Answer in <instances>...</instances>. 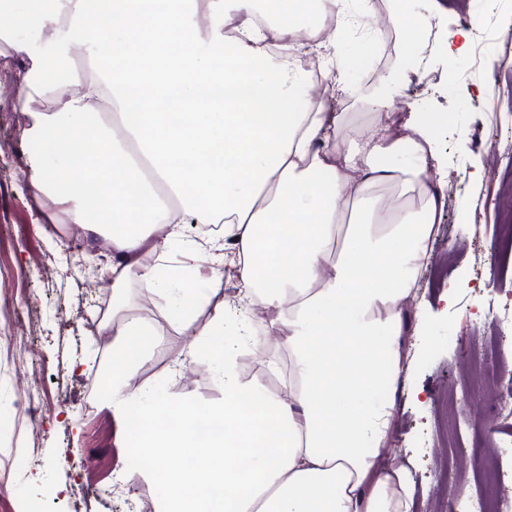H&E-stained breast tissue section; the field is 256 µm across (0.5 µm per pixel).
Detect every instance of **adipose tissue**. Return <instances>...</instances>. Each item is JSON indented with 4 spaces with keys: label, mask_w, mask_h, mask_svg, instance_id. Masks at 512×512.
<instances>
[{
    "label": "adipose tissue",
    "mask_w": 512,
    "mask_h": 512,
    "mask_svg": "<svg viewBox=\"0 0 512 512\" xmlns=\"http://www.w3.org/2000/svg\"><path fill=\"white\" fill-rule=\"evenodd\" d=\"M43 2L57 24L48 47L16 40V0H0V47L37 72L59 50L90 51L88 70L48 89L19 85L14 101L34 118L26 172L34 198L53 203L44 222L62 213L112 245L105 383L113 411L138 417L119 482H159L158 512H410L411 474L388 454L394 404L371 396L398 385L403 314L431 258L437 120L414 117L410 137L393 136L400 115L377 97L371 136L346 147L340 116L310 100L296 64L313 56L324 76L342 72L336 47L354 25L345 0H201L198 23L187 0ZM309 4L334 18L327 36L297 23ZM264 19L278 53L263 45ZM407 147L412 169L385 164ZM395 182L418 191L420 209L381 214L371 188ZM349 201L360 220L346 229ZM190 222L206 232L187 236ZM132 287L150 316L132 314ZM249 307L272 314L267 334L288 362L269 370L288 397L243 373L240 349L257 334ZM169 330L188 338L170 382L205 362L217 400L140 381Z\"/></svg>",
    "instance_id": "1"
}]
</instances>
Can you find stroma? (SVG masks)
I'll return each mask as SVG.
<instances>
[{"label": "stroma", "instance_id": "35a3bbf8", "mask_svg": "<svg viewBox=\"0 0 512 512\" xmlns=\"http://www.w3.org/2000/svg\"><path fill=\"white\" fill-rule=\"evenodd\" d=\"M445 3L444 13L432 0H383L379 9L384 16L402 6L418 24L392 41L417 67L415 75L400 76V63L391 59L383 73H396L394 82L368 75L375 39L355 34L336 48L349 63L339 92L346 141L364 139L366 104L380 94L405 110L450 117L435 133L444 164L427 175L446 201L431 261L412 291L402 338L409 366L394 395L389 444L415 484L411 512H446L449 491L474 492V475L486 465L512 470V454L497 453L512 441V421L491 414L494 391L475 386L476 372L463 366L465 356L492 346L512 371V328L499 321L512 307V261H502L496 248L501 224L512 221V44L494 37L512 19V0ZM461 30L469 35L464 50ZM8 61L0 79L20 84L48 86L74 69L63 56L40 73L20 56ZM32 123L12 98L0 99V512H130L155 488L145 480L122 491L113 486L127 459L129 429L100 387L110 359L100 322L112 306L111 288L89 280L112 255L89 240L73 248L64 223L50 239L37 231L23 172L37 147L28 135ZM477 131L487 148H476ZM183 344L178 333L164 336L141 379L170 389L166 367ZM455 392L464 395L469 423L460 435L448 404ZM459 437L468 452L452 465L448 456Z\"/></svg>", "mask_w": 512, "mask_h": 512}]
</instances>
